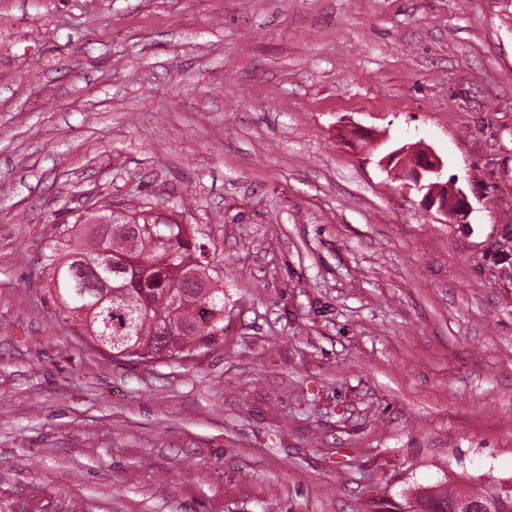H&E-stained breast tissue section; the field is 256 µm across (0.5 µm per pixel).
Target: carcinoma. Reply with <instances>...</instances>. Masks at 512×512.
Masks as SVG:
<instances>
[{
  "instance_id": "obj_1",
  "label": "carcinoma",
  "mask_w": 512,
  "mask_h": 512,
  "mask_svg": "<svg viewBox=\"0 0 512 512\" xmlns=\"http://www.w3.org/2000/svg\"><path fill=\"white\" fill-rule=\"evenodd\" d=\"M48 264L46 289L51 307L65 323L73 322L94 342L141 363L183 359L205 346L219 324L203 325V314L224 312V286L210 269L206 247L190 234L186 224L151 210L126 214L123 224H82L78 232L58 225ZM102 248L125 276L112 277V295L96 301L87 317L76 319L85 305L82 265L99 259ZM190 285L188 296L177 302L174 289ZM498 485L487 488L424 491L409 512H445L451 501L481 500Z\"/></svg>"
}]
</instances>
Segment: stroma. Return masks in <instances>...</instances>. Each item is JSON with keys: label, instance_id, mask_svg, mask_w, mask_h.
I'll use <instances>...</instances> for the list:
<instances>
[{"label": "stroma", "instance_id": "stroma-1", "mask_svg": "<svg viewBox=\"0 0 512 512\" xmlns=\"http://www.w3.org/2000/svg\"><path fill=\"white\" fill-rule=\"evenodd\" d=\"M426 147L468 196L381 164ZM194 225L224 330L54 318L57 226ZM512 0H0V512H407L512 479ZM409 147H400L388 153L383 161L390 167L393 179L412 182L419 191L425 190L422 204L426 210L435 209L448 224L466 223L470 210L467 195L457 189L448 195V181L439 182L443 168L442 161L430 150L416 151V160L411 168L405 166V156ZM393 165V166H392Z\"/></svg>", "mask_w": 512, "mask_h": 512}]
</instances>
